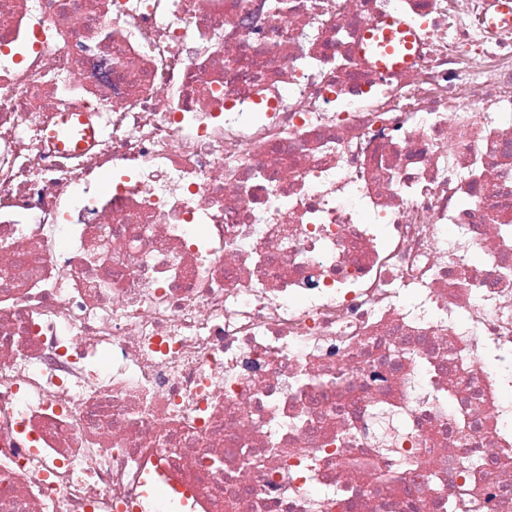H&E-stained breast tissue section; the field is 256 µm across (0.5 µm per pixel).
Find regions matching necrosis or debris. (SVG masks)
<instances>
[{"mask_svg":"<svg viewBox=\"0 0 512 512\" xmlns=\"http://www.w3.org/2000/svg\"><path fill=\"white\" fill-rule=\"evenodd\" d=\"M492 14L0 0V512H512Z\"/></svg>","mask_w":512,"mask_h":512,"instance_id":"necrosis-or-debris-1","label":"necrosis or debris"}]
</instances>
